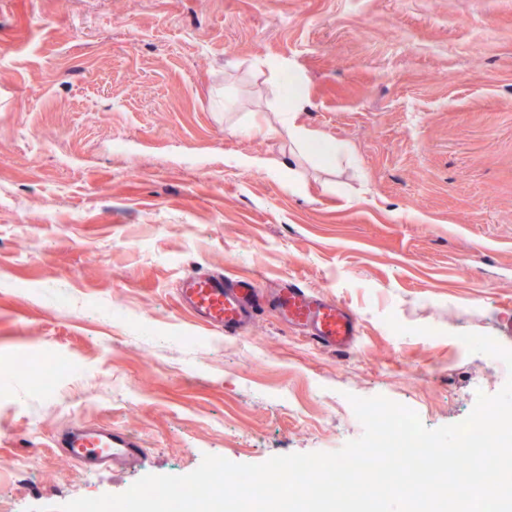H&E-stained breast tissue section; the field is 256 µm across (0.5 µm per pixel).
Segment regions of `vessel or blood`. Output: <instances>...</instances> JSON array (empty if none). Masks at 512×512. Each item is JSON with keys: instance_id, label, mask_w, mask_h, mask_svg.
Returning <instances> with one entry per match:
<instances>
[{"instance_id": "vessel-or-blood-1", "label": "vessel or blood", "mask_w": 512, "mask_h": 512, "mask_svg": "<svg viewBox=\"0 0 512 512\" xmlns=\"http://www.w3.org/2000/svg\"><path fill=\"white\" fill-rule=\"evenodd\" d=\"M180 304L194 320L222 337L239 335L252 324L264 305H272L282 320L300 328L317 344L338 350L353 347L360 334L355 313L335 301L311 294L294 281L283 282L265 295L250 278L224 279L201 269L180 278ZM57 447L72 461L100 465L143 462L146 450L130 433L112 427L74 424L56 438Z\"/></svg>"}]
</instances>
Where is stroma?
Returning a JSON list of instances; mask_svg holds the SVG:
<instances>
[{"label": "stroma", "mask_w": 512, "mask_h": 512, "mask_svg": "<svg viewBox=\"0 0 512 512\" xmlns=\"http://www.w3.org/2000/svg\"><path fill=\"white\" fill-rule=\"evenodd\" d=\"M85 33L76 39L75 30ZM297 120L355 166L291 153ZM352 308L347 351L264 306L214 337L189 269ZM512 314V0H0V512H54L363 434L350 396L436 429L507 372L459 350ZM70 362L55 380L41 367ZM140 439L94 472L54 435Z\"/></svg>", "instance_id": "35a3bbf8"}]
</instances>
